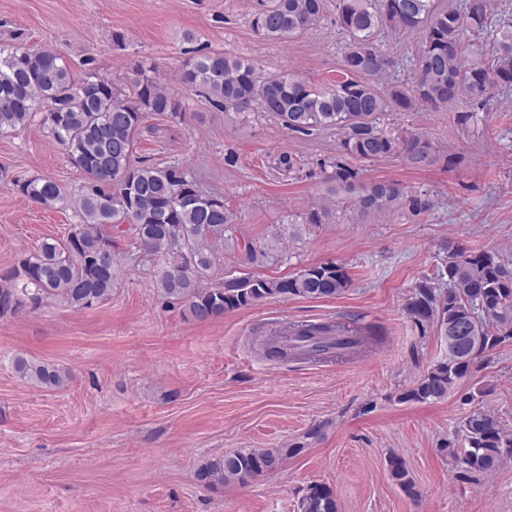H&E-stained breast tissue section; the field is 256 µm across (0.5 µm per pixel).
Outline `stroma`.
Here are the masks:
<instances>
[{
  "label": "stroma",
  "mask_w": 512,
  "mask_h": 512,
  "mask_svg": "<svg viewBox=\"0 0 512 512\" xmlns=\"http://www.w3.org/2000/svg\"><path fill=\"white\" fill-rule=\"evenodd\" d=\"M260 7L261 0H0V44L24 34L58 50L77 77L88 60L121 81L140 66L180 99L183 117L147 116L136 154L187 167L235 213L238 242L218 248L206 285L230 273L280 279L328 261L352 280L337 298L272 297L195 321L159 297L158 257L134 252L130 237L113 231L124 259L110 299L90 308L48 301L0 318V512H298L312 483L332 488L338 512H512V458L463 485L437 450L469 411L462 393L481 386L488 393L480 407L512 432V344L445 400H397L447 352L437 332L420 335L405 310L418 283L435 276L441 245L491 247L512 265V87L497 88L467 127L444 110L382 114L386 130L422 133L458 162L449 169L354 161L361 179L399 181L432 203L417 217H364L330 193L320 169L339 154L337 130L304 135L260 112H227L179 80L183 61L203 48L266 76L287 71L313 88L331 87L347 47L336 0H326L316 27L285 43L254 30ZM421 39L388 27L376 34L394 62L376 80L379 90L410 81ZM282 154L296 159L293 171L278 168ZM0 167L69 192L84 181L36 123L0 134ZM317 204L334 219L266 254L275 225ZM71 220V211L0 184V279L43 239L66 238ZM250 246L259 253L252 262ZM352 320L372 335L353 356L315 365L259 347L288 323ZM18 355L68 372V386L21 379L12 365ZM295 445L299 455L245 484L211 490L195 477L210 457ZM392 454L405 461L415 496L391 480Z\"/></svg>",
  "instance_id": "35a3bbf8"
}]
</instances>
